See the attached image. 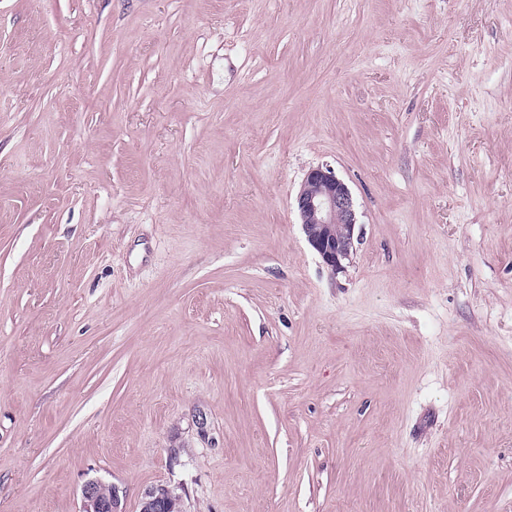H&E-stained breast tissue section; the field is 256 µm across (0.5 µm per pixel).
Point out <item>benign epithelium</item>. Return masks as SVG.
Here are the masks:
<instances>
[{
  "instance_id": "benign-epithelium-1",
  "label": "benign epithelium",
  "mask_w": 512,
  "mask_h": 512,
  "mask_svg": "<svg viewBox=\"0 0 512 512\" xmlns=\"http://www.w3.org/2000/svg\"><path fill=\"white\" fill-rule=\"evenodd\" d=\"M295 208L309 245L334 275L342 273L355 247L357 212L349 186L327 167L310 169L295 196ZM81 512H121L116 489L99 480L82 489ZM141 512H181V495L168 486L145 492Z\"/></svg>"
}]
</instances>
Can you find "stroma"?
<instances>
[{
  "instance_id": "obj_1",
  "label": "stroma",
  "mask_w": 512,
  "mask_h": 512,
  "mask_svg": "<svg viewBox=\"0 0 512 512\" xmlns=\"http://www.w3.org/2000/svg\"><path fill=\"white\" fill-rule=\"evenodd\" d=\"M91 479L512 512V0H0V512ZM294 204L309 245L333 275L344 272L358 238L349 186L331 169L317 166L306 173Z\"/></svg>"
}]
</instances>
